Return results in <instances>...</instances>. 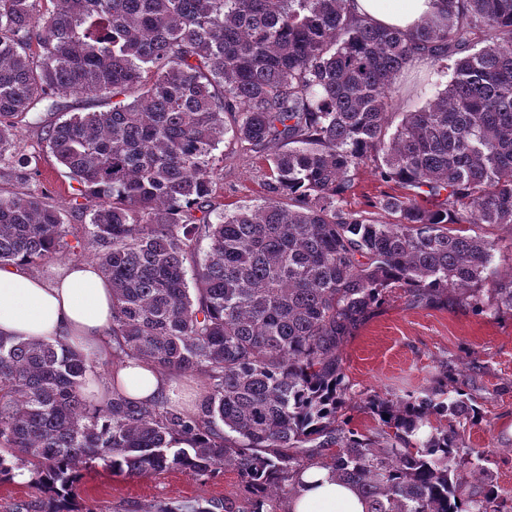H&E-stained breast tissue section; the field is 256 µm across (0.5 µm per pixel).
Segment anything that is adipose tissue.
Instances as JSON below:
<instances>
[{"mask_svg":"<svg viewBox=\"0 0 512 512\" xmlns=\"http://www.w3.org/2000/svg\"><path fill=\"white\" fill-rule=\"evenodd\" d=\"M441 0H353L354 12L381 27L413 33L420 21L437 15ZM112 285L92 263L65 267L47 282L21 266L0 269V335L59 339L70 345L112 354ZM119 390L130 400L159 395L177 401V385L152 364L125 360L114 371ZM290 499V512H367L352 485L337 482L332 470L313 465L302 471Z\"/></svg>","mask_w":512,"mask_h":512,"instance_id":"1","label":"adipose tissue"}]
</instances>
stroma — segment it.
<instances>
[{"mask_svg":"<svg viewBox=\"0 0 512 512\" xmlns=\"http://www.w3.org/2000/svg\"><path fill=\"white\" fill-rule=\"evenodd\" d=\"M451 76V70L426 61L403 70L396 79L403 94L394 98V112L423 106ZM21 147L37 159L38 189L65 211L66 224L82 229L89 219L74 213L69 180L40 144L36 130L24 133ZM218 152L223 160L213 175L214 207L261 204L264 164L227 142ZM396 190L367 162L360 165L343 206L370 213L384 194ZM340 357L350 386L348 413L357 428L369 433L380 425L364 410L366 397L394 399L420 391L445 371L463 380L477 420L461 424L459 431L467 446L484 449L485 467L495 474L500 493L512 498V315L479 313L455 300L425 306L396 289L343 342ZM184 500L214 502L213 512H243L246 493L231 466L210 478L181 470L142 476L97 470L85 474L78 485L75 506L78 512H151L158 503ZM48 501L44 489L29 478L0 482V512H48Z\"/></svg>","mask_w":512,"mask_h":512,"instance_id":"stroma-1","label":"stroma"}]
</instances>
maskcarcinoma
Masks as SVG:
<instances>
[{"mask_svg":"<svg viewBox=\"0 0 512 512\" xmlns=\"http://www.w3.org/2000/svg\"><path fill=\"white\" fill-rule=\"evenodd\" d=\"M349 2L0 0V268L75 250L62 209L32 187L20 141L37 128L77 184L112 283V365L132 357L201 382L190 413L115 386L91 400L102 357L0 336V481L27 470L53 512H70L98 464L207 477L232 465L251 493L245 512H276L274 491L293 496L320 464L368 512H512L454 428L475 418L462 386L450 402L446 383L373 396L381 430L366 435L343 414L339 356L392 287L512 313V274L490 269L498 242L463 228L512 230V0H442L411 35ZM451 58L445 88L389 132L396 76ZM68 96L103 109L71 115ZM227 135L269 150L266 198L213 222ZM368 159L404 189L376 204L388 222L342 206Z\"/></svg>","mask_w":512,"mask_h":512,"instance_id":"cac0c4a2","label":"carcinoma"}]
</instances>
